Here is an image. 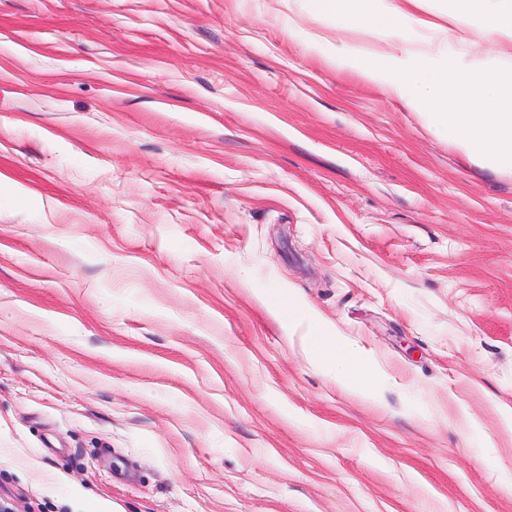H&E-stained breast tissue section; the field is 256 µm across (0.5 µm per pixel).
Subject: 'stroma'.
<instances>
[{"instance_id":"1","label":"stroma","mask_w":512,"mask_h":512,"mask_svg":"<svg viewBox=\"0 0 512 512\" xmlns=\"http://www.w3.org/2000/svg\"><path fill=\"white\" fill-rule=\"evenodd\" d=\"M327 31L298 0H0V504L512 512V173ZM308 345L319 361L340 367L343 378L360 391L369 390L378 373L368 367L359 351L341 343L328 328L316 321H309Z\"/></svg>"}]
</instances>
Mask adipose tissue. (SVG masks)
<instances>
[{"label":"adipose tissue","instance_id":"1","mask_svg":"<svg viewBox=\"0 0 512 512\" xmlns=\"http://www.w3.org/2000/svg\"><path fill=\"white\" fill-rule=\"evenodd\" d=\"M308 7L337 28L370 26L386 34L434 28L422 14L423 0H306ZM454 41L457 27L481 20L488 33L512 39V0H449ZM338 70H356L404 105L426 114L428 123L474 161L512 172V72L477 62L447 48L430 57L402 47L398 52L362 59L343 43L313 39ZM308 345L319 361L340 367L352 387L365 391L376 381L360 352L341 343L328 328L310 322Z\"/></svg>","mask_w":512,"mask_h":512}]
</instances>
